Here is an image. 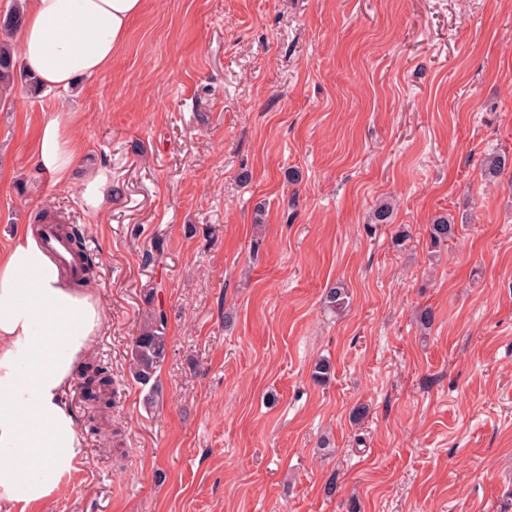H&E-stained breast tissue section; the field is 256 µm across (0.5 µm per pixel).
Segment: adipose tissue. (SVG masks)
Listing matches in <instances>:
<instances>
[{
    "label": "adipose tissue",
    "mask_w": 512,
    "mask_h": 512,
    "mask_svg": "<svg viewBox=\"0 0 512 512\" xmlns=\"http://www.w3.org/2000/svg\"><path fill=\"white\" fill-rule=\"evenodd\" d=\"M19 53L44 90H66L112 65L144 0H21ZM75 116L46 112L35 164L68 183ZM105 327L92 287L72 282L32 228L0 255V512L45 507L74 469L81 446L68 407L74 369Z\"/></svg>",
    "instance_id": "ef3b65f1"
}]
</instances>
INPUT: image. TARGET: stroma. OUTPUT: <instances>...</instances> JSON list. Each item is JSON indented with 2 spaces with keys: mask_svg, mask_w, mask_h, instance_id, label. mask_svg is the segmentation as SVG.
I'll list each match as a JSON object with an SVG mask.
<instances>
[{
  "mask_svg": "<svg viewBox=\"0 0 512 512\" xmlns=\"http://www.w3.org/2000/svg\"><path fill=\"white\" fill-rule=\"evenodd\" d=\"M52 109L76 116L67 185L34 163ZM492 153L512 157V0H145L106 73L17 84L0 253L40 210L82 229L107 319L91 358L118 385L103 418L72 386L82 448L50 512H503L512 167L485 180ZM153 307L150 407L129 360ZM109 184V176L104 171L92 173L82 186V198L85 203L97 210ZM456 234V228L453 220L448 215H440L436 217L429 226L430 244L434 248H439L447 244L448 240ZM166 332L167 315L163 309L154 308L132 343L130 370L138 383L149 386L147 404L157 403L163 398V388L156 373L167 352Z\"/></svg>",
  "mask_w": 512,
  "mask_h": 512,
  "instance_id": "1",
  "label": "stroma"
}]
</instances>
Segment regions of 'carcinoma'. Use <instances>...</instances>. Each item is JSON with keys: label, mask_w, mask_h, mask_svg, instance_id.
Here are the masks:
<instances>
[{"label": "carcinoma", "mask_w": 512, "mask_h": 512, "mask_svg": "<svg viewBox=\"0 0 512 512\" xmlns=\"http://www.w3.org/2000/svg\"><path fill=\"white\" fill-rule=\"evenodd\" d=\"M23 26V16L12 11L0 18V103L10 95L17 81H22L30 93L36 95L41 88L30 74L24 73L18 64L14 41ZM508 165L505 154H491L485 157L483 175L493 181L497 179ZM64 236L70 241L74 254L81 260V268L89 273L94 268V261L87 255L82 245L81 234L74 226L63 229ZM456 234L455 224L446 215L436 217L429 225L430 244L439 248ZM348 289L343 281L336 282V287L326 293L324 302L331 309L342 312L348 304ZM168 347L167 315L162 309L151 312L147 321L135 336L130 352V370L133 378L148 388L146 402L157 403L163 398V388L157 379V369L164 360ZM77 373L84 379L85 388L95 400L108 402L106 391L111 385V376L96 364H83Z\"/></svg>", "instance_id": "carcinoma-1"}]
</instances>
